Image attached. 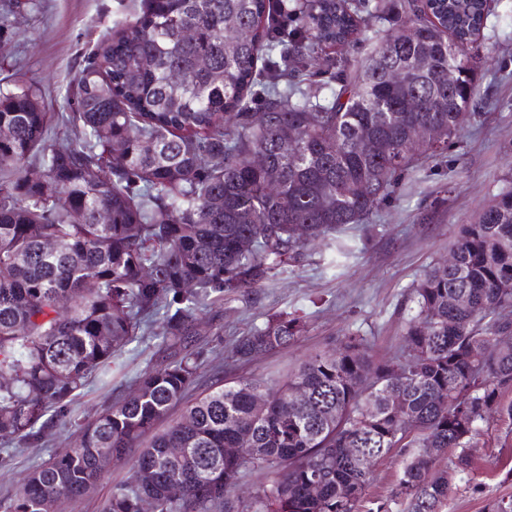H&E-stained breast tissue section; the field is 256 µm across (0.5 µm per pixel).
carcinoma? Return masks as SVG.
Here are the masks:
<instances>
[{
    "instance_id": "1",
    "label": "carcinoma",
    "mask_w": 512,
    "mask_h": 512,
    "mask_svg": "<svg viewBox=\"0 0 512 512\" xmlns=\"http://www.w3.org/2000/svg\"><path fill=\"white\" fill-rule=\"evenodd\" d=\"M393 9L375 5L373 50L336 72L328 93L257 62L277 48L278 13L296 22L286 61L346 41L358 14L345 0H145L85 57L76 111L56 122L32 88L0 91V446H39L132 342L152 336L163 352L128 397L78 424L75 447L22 476L4 512H59L111 463L128 477L102 512H140L146 499L155 512H362L376 464L397 448L417 449L394 492L406 512H444L448 473L469 474L481 426L512 419L502 400L512 351L495 349L512 336V191L462 225L452 260L412 288L392 357L376 360L365 337L350 336L275 381L217 378L159 429L200 376L199 315L220 317L225 302L300 263L308 242L336 245L412 167L407 129L442 130L417 151L434 155L477 103L470 44L485 2L403 0L395 21ZM240 28L251 37L228 42ZM258 83L266 96L251 112ZM258 153L266 165L252 164ZM102 210L110 223L98 222ZM303 330L278 314L239 337L233 358L285 348ZM244 433L251 451L224 454ZM246 471L265 482L239 495Z\"/></svg>"
}]
</instances>
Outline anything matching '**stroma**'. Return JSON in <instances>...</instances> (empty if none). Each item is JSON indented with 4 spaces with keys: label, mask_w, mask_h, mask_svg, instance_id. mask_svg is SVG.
<instances>
[{
    "label": "stroma",
    "mask_w": 512,
    "mask_h": 512,
    "mask_svg": "<svg viewBox=\"0 0 512 512\" xmlns=\"http://www.w3.org/2000/svg\"><path fill=\"white\" fill-rule=\"evenodd\" d=\"M140 6L141 0H27L12 25L0 29V89L23 83L37 91L44 111H70L85 54ZM373 43L374 28L362 21L346 42L321 45L306 74L335 87L338 67L363 58ZM474 49L480 56L481 100L466 110L459 137L440 155L420 156L392 196L346 230L347 254L314 246L278 280L248 299L226 302L218 327H202L203 373L189 397L203 391L215 372L228 380L274 378L351 335L367 337L374 358L394 354L411 313L413 286L444 261L461 225L473 223L499 195L512 191V0H488ZM281 312L305 321L300 340L249 364L232 362L231 340ZM157 350L152 338L129 344L107 387L91 381L82 389L74 415L100 412L131 392L137 374L156 362ZM76 439L75 428L61 426L45 447L0 454V502L14 495L24 472ZM472 454L475 470L459 482L445 512H489L493 502H512V423L483 426ZM408 459V451L397 450L378 464L369 501L404 512L405 502L392 491Z\"/></svg>",
    "instance_id": "obj_1"
}]
</instances>
